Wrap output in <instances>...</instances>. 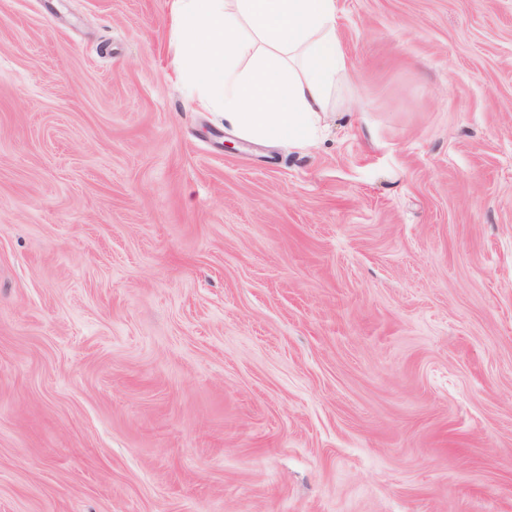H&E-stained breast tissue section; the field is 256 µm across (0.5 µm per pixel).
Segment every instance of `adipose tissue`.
Segmentation results:
<instances>
[{"mask_svg":"<svg viewBox=\"0 0 512 512\" xmlns=\"http://www.w3.org/2000/svg\"><path fill=\"white\" fill-rule=\"evenodd\" d=\"M181 78L241 138L310 146L346 70L336 0H173Z\"/></svg>","mask_w":512,"mask_h":512,"instance_id":"ef3b65f1","label":"adipose tissue"}]
</instances>
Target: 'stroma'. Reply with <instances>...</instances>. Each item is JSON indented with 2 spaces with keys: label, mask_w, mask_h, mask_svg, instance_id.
<instances>
[{
  "label": "stroma",
  "mask_w": 512,
  "mask_h": 512,
  "mask_svg": "<svg viewBox=\"0 0 512 512\" xmlns=\"http://www.w3.org/2000/svg\"><path fill=\"white\" fill-rule=\"evenodd\" d=\"M304 150L169 0H0V512H512V0H336Z\"/></svg>",
  "instance_id": "35a3bbf8"
}]
</instances>
